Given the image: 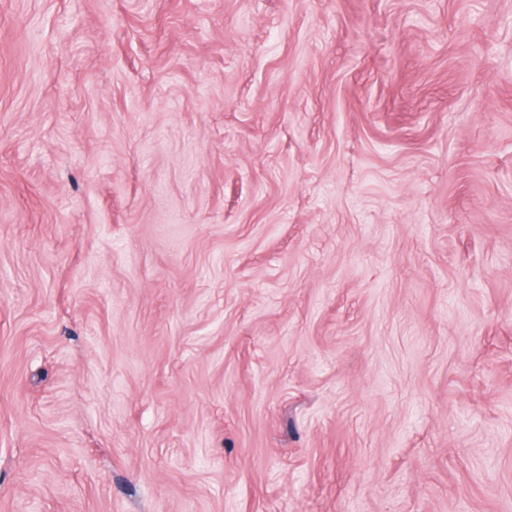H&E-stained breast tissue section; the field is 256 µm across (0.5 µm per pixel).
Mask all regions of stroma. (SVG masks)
<instances>
[{"label":"stroma","instance_id":"1","mask_svg":"<svg viewBox=\"0 0 512 512\" xmlns=\"http://www.w3.org/2000/svg\"><path fill=\"white\" fill-rule=\"evenodd\" d=\"M0 512H512V0H0Z\"/></svg>","mask_w":512,"mask_h":512}]
</instances>
